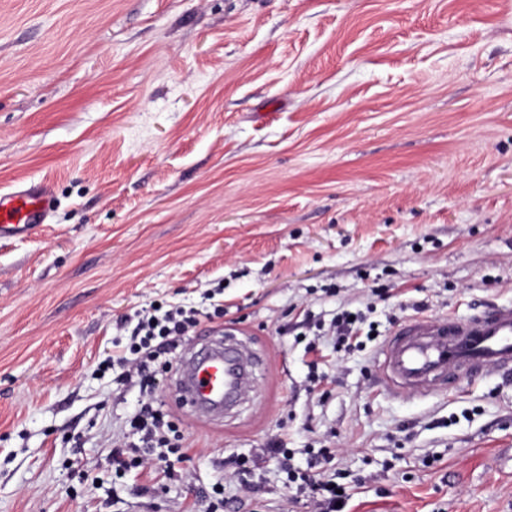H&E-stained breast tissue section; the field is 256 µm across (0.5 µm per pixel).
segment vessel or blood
<instances>
[{"mask_svg": "<svg viewBox=\"0 0 512 512\" xmlns=\"http://www.w3.org/2000/svg\"><path fill=\"white\" fill-rule=\"evenodd\" d=\"M52 214L49 184L0 192V239L31 235ZM251 357L227 343L200 349L185 360L178 390L196 415L216 419L232 411L251 389ZM377 368L392 394L425 395L455 389L485 371L512 372V304L466 317L417 316L401 322L380 347Z\"/></svg>", "mask_w": 512, "mask_h": 512, "instance_id": "obj_1", "label": "vessel or blood"}]
</instances>
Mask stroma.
<instances>
[{"label": "stroma", "instance_id": "stroma-1", "mask_svg": "<svg viewBox=\"0 0 512 512\" xmlns=\"http://www.w3.org/2000/svg\"><path fill=\"white\" fill-rule=\"evenodd\" d=\"M50 182L0 242V512H311L272 442L331 448L345 512H512V373L390 395L375 354L424 303H512V0H0V190ZM372 304L375 340L315 332ZM233 339L217 421L159 379L188 457L112 470L145 400L99 364L151 306Z\"/></svg>", "mask_w": 512, "mask_h": 512}]
</instances>
